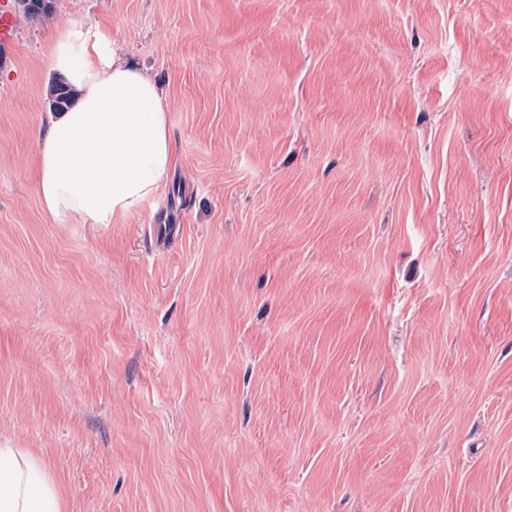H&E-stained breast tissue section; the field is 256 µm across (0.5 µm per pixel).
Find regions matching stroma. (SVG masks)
Returning <instances> with one entry per match:
<instances>
[{
	"label": "stroma",
	"instance_id": "1",
	"mask_svg": "<svg viewBox=\"0 0 512 512\" xmlns=\"http://www.w3.org/2000/svg\"><path fill=\"white\" fill-rule=\"evenodd\" d=\"M82 21L163 88L118 224L35 191ZM0 71V441L66 512H512V0H53Z\"/></svg>",
	"mask_w": 512,
	"mask_h": 512
}]
</instances>
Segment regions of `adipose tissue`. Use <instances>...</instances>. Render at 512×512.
Masks as SVG:
<instances>
[{
	"label": "adipose tissue",
	"instance_id": "ef3b65f1",
	"mask_svg": "<svg viewBox=\"0 0 512 512\" xmlns=\"http://www.w3.org/2000/svg\"><path fill=\"white\" fill-rule=\"evenodd\" d=\"M100 28L72 22L53 35L47 66L78 91L38 138L37 195L57 224H116L165 185L173 161L168 103L157 82L110 51ZM48 464L0 445V512H63Z\"/></svg>",
	"mask_w": 512,
	"mask_h": 512
}]
</instances>
